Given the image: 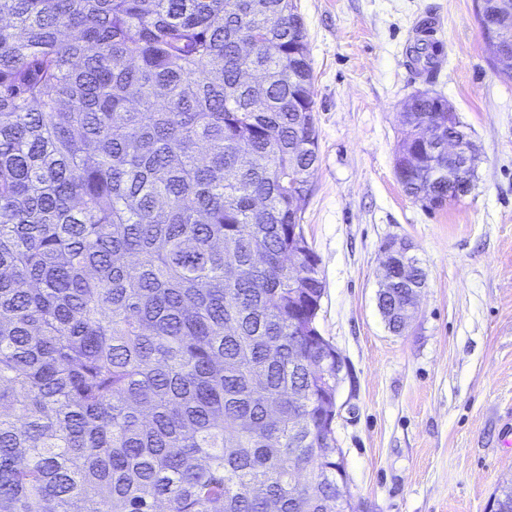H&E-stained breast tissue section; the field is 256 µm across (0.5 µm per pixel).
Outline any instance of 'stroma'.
<instances>
[{
  "instance_id": "1",
  "label": "stroma",
  "mask_w": 512,
  "mask_h": 512,
  "mask_svg": "<svg viewBox=\"0 0 512 512\" xmlns=\"http://www.w3.org/2000/svg\"><path fill=\"white\" fill-rule=\"evenodd\" d=\"M312 66L319 161L303 209L325 291L317 328L345 360L336 446L368 512H487L512 475V78L488 62L475 0H294ZM440 17L444 63L410 62L412 26ZM444 96L478 147L470 191L440 209L406 195L399 112ZM426 278L391 332L383 245Z\"/></svg>"
}]
</instances>
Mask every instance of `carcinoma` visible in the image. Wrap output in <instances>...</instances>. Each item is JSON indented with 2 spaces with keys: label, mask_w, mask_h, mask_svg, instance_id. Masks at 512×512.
I'll return each mask as SVG.
<instances>
[{
  "label": "carcinoma",
  "mask_w": 512,
  "mask_h": 512,
  "mask_svg": "<svg viewBox=\"0 0 512 512\" xmlns=\"http://www.w3.org/2000/svg\"><path fill=\"white\" fill-rule=\"evenodd\" d=\"M293 0H0V512H323ZM439 48L415 53L431 72ZM403 176L442 202L431 153ZM301 251L288 263V250ZM413 288L384 293L400 334ZM308 409L290 426L288 387ZM309 470L319 481L295 488Z\"/></svg>",
  "instance_id": "cac0c4a2"
}]
</instances>
